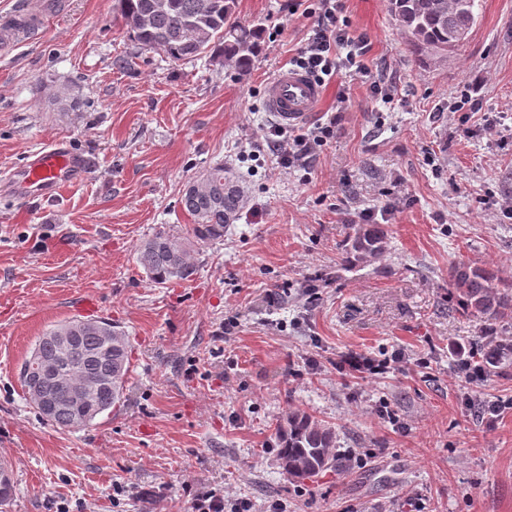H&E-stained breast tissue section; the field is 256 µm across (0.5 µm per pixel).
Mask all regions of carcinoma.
Returning a JSON list of instances; mask_svg holds the SVG:
<instances>
[{"instance_id": "carcinoma-1", "label": "carcinoma", "mask_w": 512, "mask_h": 512, "mask_svg": "<svg viewBox=\"0 0 512 512\" xmlns=\"http://www.w3.org/2000/svg\"><path fill=\"white\" fill-rule=\"evenodd\" d=\"M115 10L141 48L160 52L173 62L193 61L219 54L240 75L250 71L258 54L263 28L243 25L237 0H115ZM476 0H389L393 20L411 47L440 63L468 39L475 26ZM245 187L222 163L210 167L188 183L180 204L193 218L191 236L159 232L140 243L137 261L158 285L188 281L196 274L190 262L193 247L224 237L245 206ZM387 239L384 224H356L348 254L360 260L383 255ZM450 296L465 315L483 323V364L493 366L512 358V342L498 337L497 325H512V282L499 277L490 265L458 264L448 272ZM68 325L78 336L76 348L59 344L53 332L39 338L36 348L60 370L62 387L87 377L112 372V392L99 397L95 412L101 415L119 403L129 371L126 336L106 320L73 319ZM63 429L80 427V414L63 407L50 416ZM277 460L288 476L304 480L318 476L338 463L331 453L336 430L306 411H290L277 431ZM14 478L9 461L0 459V507L13 498Z\"/></svg>"}]
</instances>
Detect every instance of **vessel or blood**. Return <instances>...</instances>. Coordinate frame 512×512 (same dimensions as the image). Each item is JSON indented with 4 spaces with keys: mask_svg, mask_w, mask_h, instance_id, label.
<instances>
[{
    "mask_svg": "<svg viewBox=\"0 0 512 512\" xmlns=\"http://www.w3.org/2000/svg\"><path fill=\"white\" fill-rule=\"evenodd\" d=\"M41 12V0H30L20 20L1 24L0 50L9 51L20 40L37 32ZM322 99L321 85L306 72L294 67L280 68L264 89L266 110L287 128L307 121L318 111ZM83 169V162L56 142L31 156L22 167L9 172L4 183L47 199L57 194L64 185L74 182Z\"/></svg>",
    "mask_w": 512,
    "mask_h": 512,
    "instance_id": "1",
    "label": "vessel or blood"
}]
</instances>
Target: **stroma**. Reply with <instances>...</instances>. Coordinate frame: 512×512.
<instances>
[{
	"label": "stroma",
	"instance_id": "obj_1",
	"mask_svg": "<svg viewBox=\"0 0 512 512\" xmlns=\"http://www.w3.org/2000/svg\"><path fill=\"white\" fill-rule=\"evenodd\" d=\"M289 0H238L263 28L246 77L220 60L141 49L113 0H46L38 35L0 54V174L63 140L86 176L48 200L0 192V454L8 512H190L188 487L226 512H512V359L461 369L482 324L448 302L451 266L512 281V0H477L447 64L416 53L388 0H343L373 76L338 72L301 134L335 120L309 171L251 159L275 124L263 85L288 66L307 19ZM372 76V77H373ZM468 95L470 111H449ZM230 161L248 195L188 281L153 283L136 249L185 237L188 181ZM389 230L372 261L344 262L364 213ZM95 317L132 349L124 398L91 425L38 417L19 381L37 339ZM389 361L343 370L348 352ZM498 403L494 420L482 406ZM304 410L336 430V468H280L277 425Z\"/></svg>",
	"mask_w": 512,
	"mask_h": 512
}]
</instances>
